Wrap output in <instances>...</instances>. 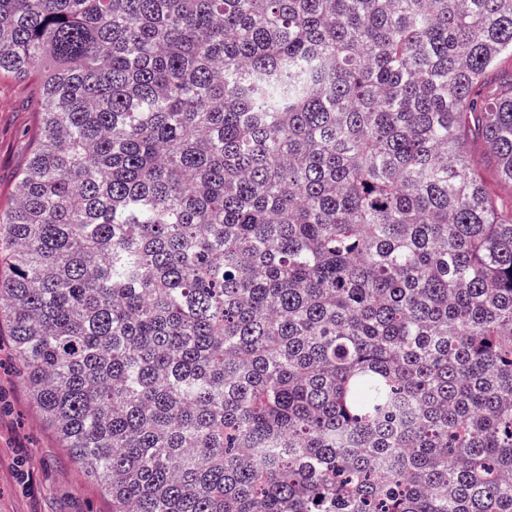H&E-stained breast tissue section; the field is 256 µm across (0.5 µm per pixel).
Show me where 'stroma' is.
Returning <instances> with one entry per match:
<instances>
[{"instance_id": "stroma-1", "label": "stroma", "mask_w": 512, "mask_h": 512, "mask_svg": "<svg viewBox=\"0 0 512 512\" xmlns=\"http://www.w3.org/2000/svg\"><path fill=\"white\" fill-rule=\"evenodd\" d=\"M25 78H0V209L30 158L39 115ZM0 512H112V501L63 448L20 383L0 331Z\"/></svg>"}]
</instances>
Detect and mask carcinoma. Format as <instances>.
I'll return each instance as SVG.
<instances>
[{
    "label": "carcinoma",
    "instance_id": "obj_1",
    "mask_svg": "<svg viewBox=\"0 0 512 512\" xmlns=\"http://www.w3.org/2000/svg\"><path fill=\"white\" fill-rule=\"evenodd\" d=\"M504 56L512 0H0V317L112 512H512ZM27 78H0V209L14 203V187L30 158L39 124ZM469 151L474 160L481 164V172L486 185L493 191H498L499 186L494 173L493 162L488 158L489 152L486 145L474 138L469 141Z\"/></svg>",
    "mask_w": 512,
    "mask_h": 512
}]
</instances>
